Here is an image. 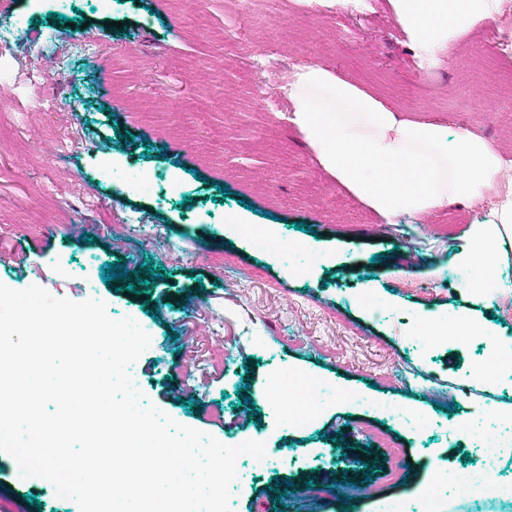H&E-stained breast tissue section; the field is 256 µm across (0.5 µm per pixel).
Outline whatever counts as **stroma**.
Segmentation results:
<instances>
[{
    "mask_svg": "<svg viewBox=\"0 0 512 512\" xmlns=\"http://www.w3.org/2000/svg\"><path fill=\"white\" fill-rule=\"evenodd\" d=\"M368 2L112 0L105 12L99 0H10L0 29L23 31L0 50V283L136 319L151 337L133 366L148 401L228 446L256 434L266 459H238L233 512H428L431 490L445 512H512V498L460 500L447 486L480 465L479 436L512 428V370L473 377L512 343V317L455 259L489 203L383 223L320 167L280 93L318 64L512 160V124L498 118L512 94H493L479 50L496 27L426 72L387 0ZM82 38L96 59L73 49ZM228 212L271 243L225 224ZM148 260L163 272L145 295L101 279L107 263L133 277ZM459 315L468 342L416 334L419 319ZM283 375L329 385L309 426L248 405ZM176 387L186 401L170 398ZM378 431L411 473L386 480ZM308 481L329 496L289 498ZM0 512L79 507L0 453Z\"/></svg>",
    "mask_w": 512,
    "mask_h": 512,
    "instance_id": "obj_1",
    "label": "stroma"
}]
</instances>
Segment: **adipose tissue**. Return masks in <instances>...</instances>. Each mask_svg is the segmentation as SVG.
<instances>
[{
  "instance_id": "adipose-tissue-1",
  "label": "adipose tissue",
  "mask_w": 512,
  "mask_h": 512,
  "mask_svg": "<svg viewBox=\"0 0 512 512\" xmlns=\"http://www.w3.org/2000/svg\"><path fill=\"white\" fill-rule=\"evenodd\" d=\"M391 15L416 51L418 66L446 65L476 27L493 23L501 0H389ZM291 122L337 184L384 222L399 213L428 217L454 204L496 198L492 219L470 226L457 260L471 287L491 288V264L512 240V163L487 139L449 133L435 119L401 116L370 90L310 64L283 86Z\"/></svg>"
}]
</instances>
